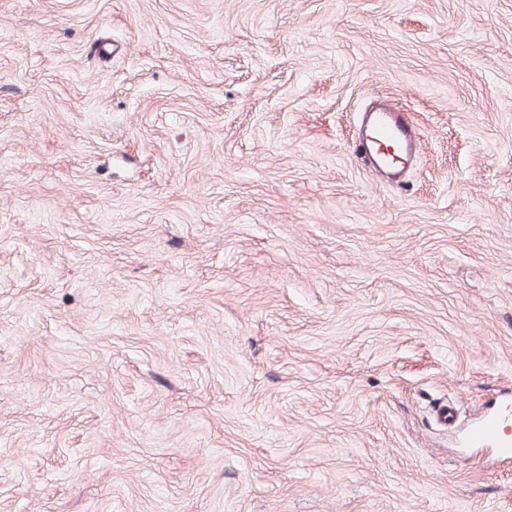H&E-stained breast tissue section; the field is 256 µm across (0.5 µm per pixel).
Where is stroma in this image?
I'll use <instances>...</instances> for the list:
<instances>
[{
  "mask_svg": "<svg viewBox=\"0 0 512 512\" xmlns=\"http://www.w3.org/2000/svg\"><path fill=\"white\" fill-rule=\"evenodd\" d=\"M507 392L512 0H0V512H512ZM392 148L393 152L383 150ZM421 135L406 112L386 101L373 102L358 120L359 155L383 180L396 184L421 154ZM468 443L475 447L496 448L505 459H512V436L502 429L497 416H485L468 433Z\"/></svg>",
  "mask_w": 512,
  "mask_h": 512,
  "instance_id": "1",
  "label": "stroma"
}]
</instances>
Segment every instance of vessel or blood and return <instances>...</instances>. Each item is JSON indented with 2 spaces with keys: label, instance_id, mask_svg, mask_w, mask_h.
<instances>
[{
  "label": "vessel or blood",
  "instance_id": "1",
  "mask_svg": "<svg viewBox=\"0 0 512 512\" xmlns=\"http://www.w3.org/2000/svg\"><path fill=\"white\" fill-rule=\"evenodd\" d=\"M421 135L407 113L385 101L369 105L358 120L359 155L368 168L383 180L396 184L407 166L421 154ZM475 447H490L512 459V436L504 432L498 417H483L468 433Z\"/></svg>",
  "mask_w": 512,
  "mask_h": 512
}]
</instances>
